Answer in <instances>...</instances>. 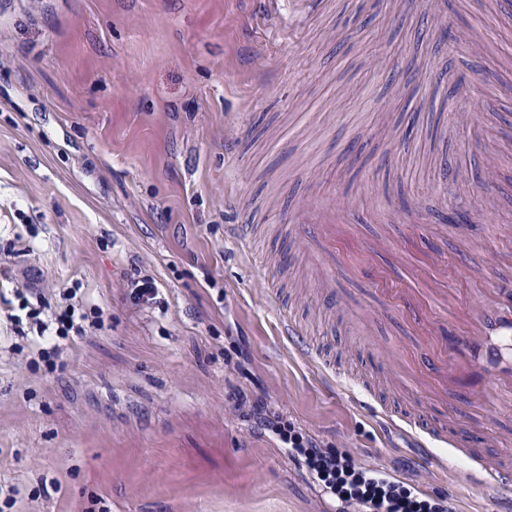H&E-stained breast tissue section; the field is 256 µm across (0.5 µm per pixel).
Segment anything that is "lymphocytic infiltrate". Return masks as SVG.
Instances as JSON below:
<instances>
[{
    "label": "lymphocytic infiltrate",
    "instance_id": "1",
    "mask_svg": "<svg viewBox=\"0 0 512 512\" xmlns=\"http://www.w3.org/2000/svg\"><path fill=\"white\" fill-rule=\"evenodd\" d=\"M15 247L0 251V279L10 282V289H0V345L12 337L28 338L33 354L55 368L61 358L62 344L74 336H92L104 326L102 309H88L78 289L54 284L43 271L17 275ZM237 408L252 418L261 429L282 435L293 459L305 464L321 482L324 492L337 503L358 502L364 512H406L422 506L430 512H453L452 502L412 492L405 482L370 468L356 467L338 455L321 451L312 436L284 430L266 400L235 393Z\"/></svg>",
    "mask_w": 512,
    "mask_h": 512
}]
</instances>
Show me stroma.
Listing matches in <instances>:
<instances>
[{"instance_id": "1", "label": "stroma", "mask_w": 512, "mask_h": 512, "mask_svg": "<svg viewBox=\"0 0 512 512\" xmlns=\"http://www.w3.org/2000/svg\"><path fill=\"white\" fill-rule=\"evenodd\" d=\"M380 0H5L0 5V247L18 212L38 231L31 260L84 288L109 315L76 338L63 372L0 352V480L26 488L12 512H336L279 436L232 411L234 390L267 400L328 453L491 512L494 494L460 461L422 467L383 411L392 392H359L378 371L356 312L383 339H409L369 265L340 275L341 309L295 301L284 249L303 201L362 211L411 207L427 224L448 207V173L475 219L428 242L449 252L448 295L493 287L490 255L512 251V18L496 0H446V22L484 30L491 56L425 30V7ZM472 118L456 125L451 85ZM498 206L485 212L487 154ZM249 204L225 207V194ZM261 225L242 248L227 232ZM155 279L135 311L126 272ZM321 311V310H320ZM291 317L351 376L338 381L281 336Z\"/></svg>"}]
</instances>
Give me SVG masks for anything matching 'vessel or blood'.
I'll return each mask as SVG.
<instances>
[{"label": "vessel or blood", "instance_id": "vessel-or-blood-1", "mask_svg": "<svg viewBox=\"0 0 512 512\" xmlns=\"http://www.w3.org/2000/svg\"><path fill=\"white\" fill-rule=\"evenodd\" d=\"M353 219L348 205L321 201L305 207L289 226L291 244L318 270L317 286L331 309L336 306V274L348 268L351 254L368 261L381 258L401 269V278L382 279V288L399 302L411 333L425 338L426 353L413 366L397 345L373 346L386 384L405 392L416 406L424 390H431L448 412L460 398L483 394L511 406L512 253L495 258L502 273L496 288L454 303L440 317L429 301L448 297L442 282L445 259L438 250L421 248L423 224L410 223L406 243L397 246L383 236L352 237ZM404 423L407 436L417 441L414 453L420 461L434 459L437 449L448 450L468 463L469 478L500 493L496 512H512V450L500 446L495 430L476 438L456 421L431 424L416 412L405 414Z\"/></svg>", "mask_w": 512, "mask_h": 512}]
</instances>
